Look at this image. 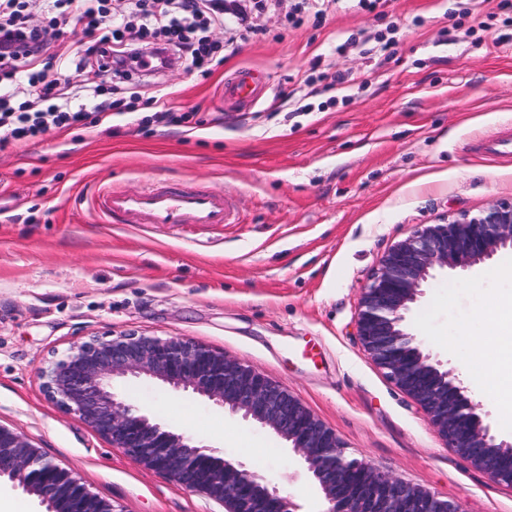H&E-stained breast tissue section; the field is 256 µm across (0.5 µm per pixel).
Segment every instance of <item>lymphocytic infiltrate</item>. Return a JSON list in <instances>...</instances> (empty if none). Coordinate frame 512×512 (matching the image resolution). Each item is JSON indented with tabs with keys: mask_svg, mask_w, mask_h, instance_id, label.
<instances>
[{
	"mask_svg": "<svg viewBox=\"0 0 512 512\" xmlns=\"http://www.w3.org/2000/svg\"><path fill=\"white\" fill-rule=\"evenodd\" d=\"M74 0H0V150L10 144L42 136L52 128L99 124L113 112L129 108L124 100L101 99V86L115 77L135 71L169 68L173 57L184 58L189 69L206 74L222 65L225 52L235 51L238 41L262 35V28L246 9H229L226 0H131L130 13L112 9L111 0H81L84 21L81 48L67 65L52 74L38 70L46 52V28L55 27L59 16ZM40 10L45 28L32 26L30 15ZM235 12L237 27L230 37L213 41L209 33L223 27L228 12ZM134 39H127V32ZM96 62L98 84L89 86L95 97L93 110L74 105L68 89V73ZM27 85L32 99L11 106L10 87Z\"/></svg>",
	"mask_w": 512,
	"mask_h": 512,
	"instance_id": "f902f5d3",
	"label": "lymphocytic infiltrate"
}]
</instances>
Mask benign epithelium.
<instances>
[{
  "label": "benign epithelium",
  "mask_w": 512,
  "mask_h": 512,
  "mask_svg": "<svg viewBox=\"0 0 512 512\" xmlns=\"http://www.w3.org/2000/svg\"><path fill=\"white\" fill-rule=\"evenodd\" d=\"M512 252V199L480 213L422 224L392 245L360 297L355 335L389 380L423 409L446 446L498 484L512 487V438L493 432L470 384L405 327L437 270L467 271ZM49 399L113 447L177 484L224 504V512H296L289 498L243 462H232L123 402L115 384L148 378L205 398L272 430L299 457L322 495V512H463L453 500L348 457L336 433L285 386L244 361L180 337H92L38 370ZM37 497L44 512H115L73 473L0 425V479Z\"/></svg>",
  "instance_id": "1"
}]
</instances>
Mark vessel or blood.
Listing matches in <instances>:
<instances>
[{
	"label": "vessel or blood",
	"mask_w": 512,
	"mask_h": 512,
	"mask_svg": "<svg viewBox=\"0 0 512 512\" xmlns=\"http://www.w3.org/2000/svg\"><path fill=\"white\" fill-rule=\"evenodd\" d=\"M264 83L249 71L239 72L224 83V98L230 104L254 105ZM96 204L105 220L121 218L127 224L218 225L232 224L236 215L223 191L185 186L159 189L149 185L127 193L105 184L96 192Z\"/></svg>",
	"instance_id": "b4317fda"
}]
</instances>
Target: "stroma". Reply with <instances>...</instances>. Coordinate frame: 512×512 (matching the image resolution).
Returning <instances> with one entry per match:
<instances>
[{
	"label": "stroma",
	"mask_w": 512,
	"mask_h": 512,
	"mask_svg": "<svg viewBox=\"0 0 512 512\" xmlns=\"http://www.w3.org/2000/svg\"><path fill=\"white\" fill-rule=\"evenodd\" d=\"M497 0H337L326 22L302 0H269L262 36L239 42L211 74L177 62L118 83L126 95H166L198 126L138 132L141 111L113 115L111 133L73 127L0 151V425L22 433L116 512H224L112 447L50 401L40 367L92 337L135 332L196 340L287 387L381 473L460 502L464 512H512V488L448 447L419 405L364 352L353 324L385 252L421 224L478 213L512 198V158L479 149L512 128V39L488 25ZM396 53L366 52L377 35ZM343 52H336V45ZM263 73L248 111L225 110V78ZM344 72L335 104L298 112L307 74ZM223 190L224 225L107 224L99 184ZM512 296V253L430 282L406 318L425 347L465 369L496 301ZM123 401L245 462L321 512V494L272 431L148 381Z\"/></svg>",
	"instance_id": "35a3bbf8"
}]
</instances>
